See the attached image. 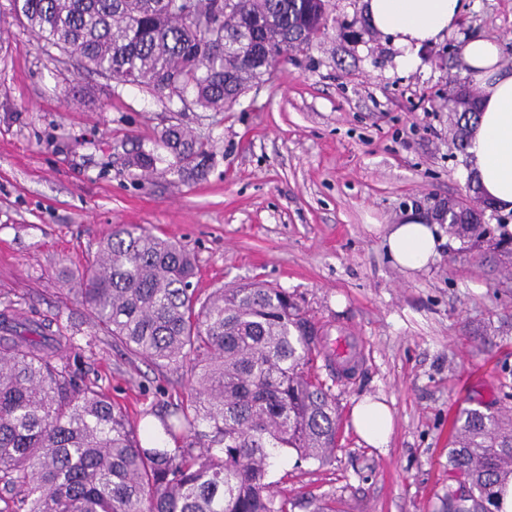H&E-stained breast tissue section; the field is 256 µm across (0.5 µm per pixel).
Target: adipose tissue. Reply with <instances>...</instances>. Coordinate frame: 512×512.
<instances>
[{
    "label": "adipose tissue",
    "instance_id": "adipose-tissue-1",
    "mask_svg": "<svg viewBox=\"0 0 512 512\" xmlns=\"http://www.w3.org/2000/svg\"><path fill=\"white\" fill-rule=\"evenodd\" d=\"M372 28L390 36L399 49L400 65H412L424 46L442 42L460 22L462 0H363ZM497 42L476 36L463 48L466 73L480 92L479 120L467 149L470 170L484 196L499 210H512V72L500 66ZM440 241L429 221L409 213L392 225L385 238L387 252L402 269H425L438 253ZM358 436L371 447H387L394 427L389 406L367 396L351 412Z\"/></svg>",
    "mask_w": 512,
    "mask_h": 512
}]
</instances>
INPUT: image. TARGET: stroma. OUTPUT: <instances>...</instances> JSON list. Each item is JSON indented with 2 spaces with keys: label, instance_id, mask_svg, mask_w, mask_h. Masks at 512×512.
<instances>
[{
  "label": "stroma",
  "instance_id": "35a3bbf8",
  "mask_svg": "<svg viewBox=\"0 0 512 512\" xmlns=\"http://www.w3.org/2000/svg\"><path fill=\"white\" fill-rule=\"evenodd\" d=\"M363 0H329L333 22L307 53L281 62L233 108L212 112L120 84L39 45L0 0V292L22 317L72 325L78 376L98 377L132 417L170 410L182 373L128 357L65 296V276L118 224H140L194 254L200 296L262 282L288 290L328 337L356 336L363 364L337 382L330 465L279 458L269 479L312 512H438L448 489L451 421L469 398L512 408V260L437 227L441 250L407 272L385 235L408 210L464 199L468 157L445 99L467 83L479 34L512 70V0H463L444 42L415 67L389 37L358 33ZM209 144L205 176L128 163L170 122ZM385 398L388 447L366 445L351 410Z\"/></svg>",
  "mask_w": 512,
  "mask_h": 512
}]
</instances>
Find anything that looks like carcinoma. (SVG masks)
Listing matches in <instances>:
<instances>
[{
  "instance_id": "cac0c4a2",
  "label": "carcinoma",
  "mask_w": 512,
  "mask_h": 512,
  "mask_svg": "<svg viewBox=\"0 0 512 512\" xmlns=\"http://www.w3.org/2000/svg\"><path fill=\"white\" fill-rule=\"evenodd\" d=\"M37 40L78 66L216 112L269 74L263 60L305 53L329 30L328 0H8ZM467 148L479 113L461 87ZM208 143L179 124L135 152L180 176L210 164ZM484 206L440 209L448 232L487 238ZM193 255L140 225H118L88 253L68 289L103 335L128 354L185 372L186 394L159 425L134 424L96 380L77 382L75 337L60 319L34 336H0V512H292L268 481L285 452L332 462L338 447L336 373L323 327L282 288L191 290ZM444 512H497L512 479V410L463 408L452 421Z\"/></svg>"
}]
</instances>
